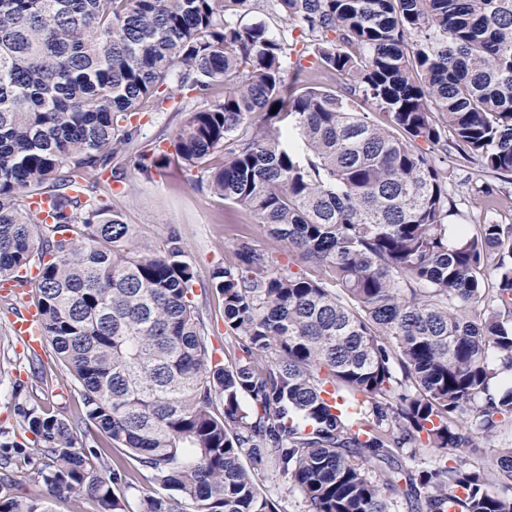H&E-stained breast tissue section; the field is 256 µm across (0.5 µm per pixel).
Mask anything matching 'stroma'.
<instances>
[{"label": "stroma", "mask_w": 512, "mask_h": 512, "mask_svg": "<svg viewBox=\"0 0 512 512\" xmlns=\"http://www.w3.org/2000/svg\"><path fill=\"white\" fill-rule=\"evenodd\" d=\"M485 183L498 190L503 199L495 215L497 222L512 224V183L463 160L454 163L449 175V189L459 209L452 218L454 224L463 227L484 222L479 188ZM111 202L123 213L126 223L135 225L141 244L159 248L171 234L182 237L200 276L196 292L207 326L206 343L223 350L222 301L209 286V274L233 260L235 243L242 235L249 236L257 248L269 251L275 261L284 262V255L263 225L253 223L245 213H231L219 198L194 189L189 174L175 163L154 181L132 180L128 194L112 197ZM18 305V300L0 294V425L28 441L32 435L20 427L11 396L13 384L30 376V352L20 346L11 329ZM39 358L47 375L43 383L34 386L32 401L62 416L75 417L79 410L77 387L57 363L50 345H43Z\"/></svg>", "instance_id": "1"}]
</instances>
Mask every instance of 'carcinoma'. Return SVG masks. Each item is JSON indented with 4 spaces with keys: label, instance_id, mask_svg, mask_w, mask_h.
Segmentation results:
<instances>
[{
    "label": "carcinoma",
    "instance_id": "1",
    "mask_svg": "<svg viewBox=\"0 0 512 512\" xmlns=\"http://www.w3.org/2000/svg\"><path fill=\"white\" fill-rule=\"evenodd\" d=\"M246 2L0 0V281L31 288L80 397L73 419L17 403L37 445L0 428V512H281L250 462L306 512H512V448L462 456L512 423V388L490 391L512 371V224L448 237L436 157L512 181V0H271L293 42L234 21ZM167 104L177 129L142 139ZM127 159L145 182L197 171L288 254L243 238L211 272L229 360L181 238L139 246L97 193L107 170L126 191ZM255 478L261 488L272 498L284 512H305L306 506L302 495L296 489H289V484L269 469H258Z\"/></svg>",
    "mask_w": 512,
    "mask_h": 512
}]
</instances>
